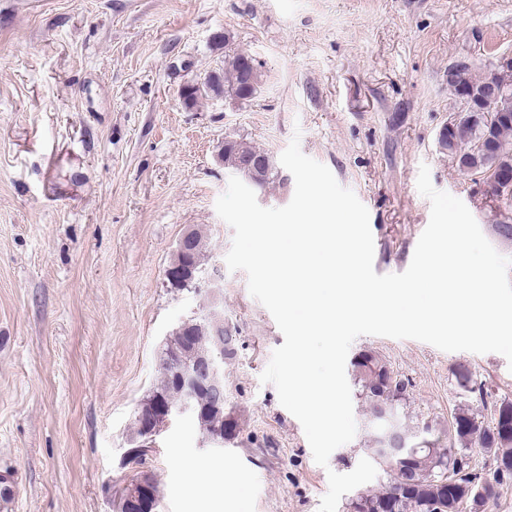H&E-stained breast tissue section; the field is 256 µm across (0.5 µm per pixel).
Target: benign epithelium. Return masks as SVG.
<instances>
[{"label": "benign epithelium", "mask_w": 512, "mask_h": 512, "mask_svg": "<svg viewBox=\"0 0 512 512\" xmlns=\"http://www.w3.org/2000/svg\"><path fill=\"white\" fill-rule=\"evenodd\" d=\"M512 69V54L503 53L496 56L488 66L485 75L486 82L478 87L467 83V76L461 72V67L453 66L448 70V83L457 88V100L461 105L454 119L461 117L475 118L483 116L487 119L493 113L486 111L485 98L497 92L495 79L501 70ZM487 197L501 201L512 195V179H495V185L484 187ZM195 245V230L186 229L179 238L175 257L176 261L168 266L166 277L170 280L188 279L194 277L195 265L193 263V251ZM222 276L218 269H212L207 278L209 293V305L204 314L198 313L181 321V330L187 333L191 341V360H180L167 365L172 372L175 385L181 399L176 402L155 400L143 406L138 414L140 420V441L136 446L125 452V460L128 464H140L148 455L153 441L159 436L178 416L193 417L197 413L196 397L202 390H208L214 394V402L209 412L220 413L224 411V360L214 347L220 344L224 336V307L220 288ZM203 443L211 448H219L224 445V439L230 437V433L224 431V427L200 426ZM414 449L411 443L396 439L391 442L383 441L381 448L377 449L378 456L396 460L401 464H408ZM156 500V492L150 478L140 475L132 478L125 485L124 510L125 512H139L140 506L148 501Z\"/></svg>", "instance_id": "1"}]
</instances>
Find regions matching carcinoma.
Wrapping results in <instances>:
<instances>
[{
    "label": "carcinoma",
    "instance_id": "carcinoma-1",
    "mask_svg": "<svg viewBox=\"0 0 512 512\" xmlns=\"http://www.w3.org/2000/svg\"><path fill=\"white\" fill-rule=\"evenodd\" d=\"M258 68L255 60L244 54H224V70L206 75L207 88L192 89L183 96L184 102H196L198 93L209 91L224 94L235 100H248L255 91ZM500 114L497 122L461 123L447 131L439 144L442 149L457 155L458 166L479 173L489 181L496 177L512 176V92L495 103ZM264 153V150L245 140L224 147V168L243 177L251 186L264 189L278 178V170L271 155L267 164L249 172L238 166V148ZM195 266L205 273L208 237L203 229L195 227ZM353 380L360 394L368 402L369 415L375 416L386 408L399 410L406 400L408 382L403 379L391 384L387 378V363L371 350L361 352L352 363ZM154 398L175 396V385L165 372L151 393ZM494 421L485 426L477 420L470 408L459 405L452 417L448 433L432 434L416 450L418 467L433 477L428 484H406L401 465L382 458L377 459L384 477L375 489L361 491L359 500L347 503V512H461L467 505L471 512H490V503L496 497V488L512 480V401L503 400L494 405ZM477 444L490 454L493 468L482 478L470 470L460 448ZM483 492H478V489Z\"/></svg>",
    "mask_w": 512,
    "mask_h": 512
}]
</instances>
